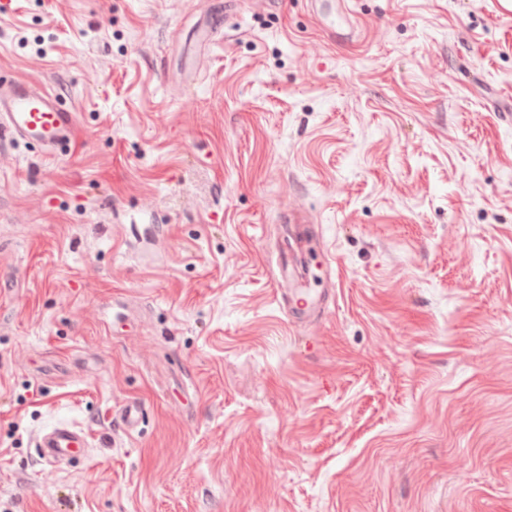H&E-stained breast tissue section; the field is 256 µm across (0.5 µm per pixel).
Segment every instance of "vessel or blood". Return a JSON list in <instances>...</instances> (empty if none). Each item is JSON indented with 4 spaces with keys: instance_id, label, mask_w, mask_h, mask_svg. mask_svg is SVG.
I'll return each instance as SVG.
<instances>
[{
    "instance_id": "vessel-or-blood-1",
    "label": "vessel or blood",
    "mask_w": 512,
    "mask_h": 512,
    "mask_svg": "<svg viewBox=\"0 0 512 512\" xmlns=\"http://www.w3.org/2000/svg\"><path fill=\"white\" fill-rule=\"evenodd\" d=\"M76 130L75 113L46 86L37 81L0 78L1 138L35 144L42 156L53 157L70 146ZM296 277L295 262H282L276 285L287 297L283 313L294 322L322 316L330 296L297 283ZM145 412L143 402L128 400L115 410L112 420L125 433L133 434L139 431ZM34 443L40 461L53 468L85 457L92 446L89 431L66 420L41 430Z\"/></svg>"
}]
</instances>
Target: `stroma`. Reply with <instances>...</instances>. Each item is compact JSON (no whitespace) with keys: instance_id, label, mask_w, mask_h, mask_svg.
I'll use <instances>...</instances> for the list:
<instances>
[{"instance_id":"1","label":"stroma","mask_w":512,"mask_h":512,"mask_svg":"<svg viewBox=\"0 0 512 512\" xmlns=\"http://www.w3.org/2000/svg\"><path fill=\"white\" fill-rule=\"evenodd\" d=\"M498 3L0 11V77L80 121L53 159L0 140V512H512ZM289 218L334 291L311 323L276 296ZM57 420L93 446L47 481ZM146 412L145 404L139 400H128L122 403L112 414L115 425L127 434L139 431Z\"/></svg>"}]
</instances>
